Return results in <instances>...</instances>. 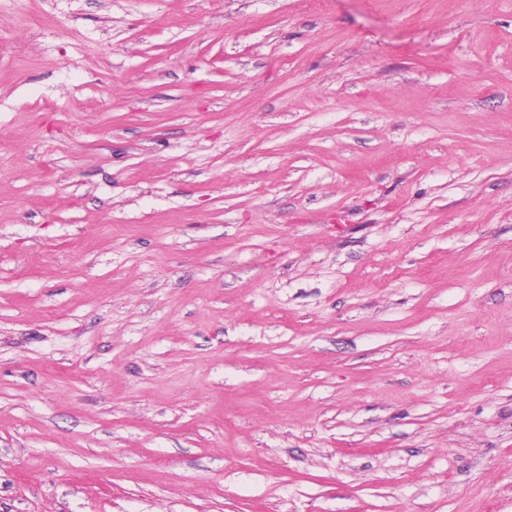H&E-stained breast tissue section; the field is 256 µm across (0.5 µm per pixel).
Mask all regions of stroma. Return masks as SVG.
<instances>
[{
  "mask_svg": "<svg viewBox=\"0 0 512 512\" xmlns=\"http://www.w3.org/2000/svg\"><path fill=\"white\" fill-rule=\"evenodd\" d=\"M0 512H512V0H0Z\"/></svg>",
  "mask_w": 512,
  "mask_h": 512,
  "instance_id": "1",
  "label": "stroma"
}]
</instances>
